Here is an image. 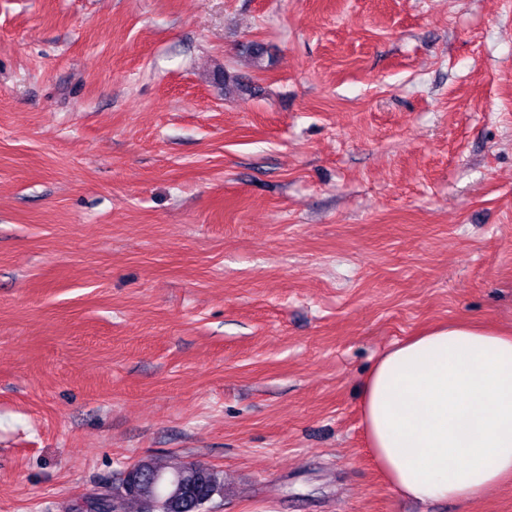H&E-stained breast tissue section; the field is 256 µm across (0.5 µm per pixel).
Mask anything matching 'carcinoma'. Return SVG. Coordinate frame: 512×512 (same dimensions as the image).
<instances>
[{
  "label": "carcinoma",
  "mask_w": 512,
  "mask_h": 512,
  "mask_svg": "<svg viewBox=\"0 0 512 512\" xmlns=\"http://www.w3.org/2000/svg\"><path fill=\"white\" fill-rule=\"evenodd\" d=\"M107 505L126 512L129 505L138 512H208L207 504L224 494L220 471L192 461L162 462L147 460L131 467L121 483L104 486Z\"/></svg>",
  "instance_id": "obj_1"
}]
</instances>
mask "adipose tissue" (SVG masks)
I'll list each match as a JSON object with an SVG mask.
<instances>
[{
  "mask_svg": "<svg viewBox=\"0 0 512 512\" xmlns=\"http://www.w3.org/2000/svg\"><path fill=\"white\" fill-rule=\"evenodd\" d=\"M372 456L403 498L475 502L512 481V333L451 322L388 348L361 386Z\"/></svg>",
  "mask_w": 512,
  "mask_h": 512,
  "instance_id": "1",
  "label": "adipose tissue"
}]
</instances>
